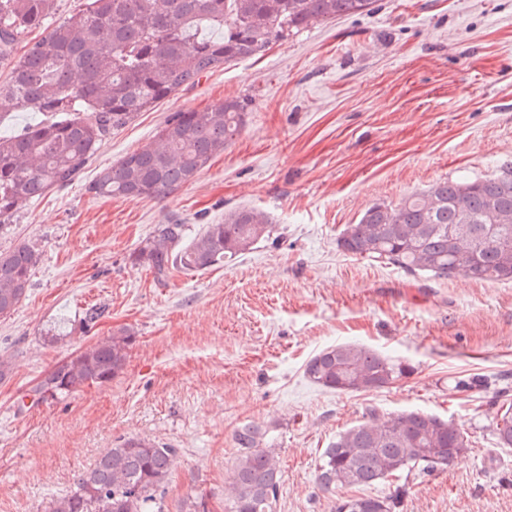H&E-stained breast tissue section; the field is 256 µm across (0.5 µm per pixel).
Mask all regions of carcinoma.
Returning a JSON list of instances; mask_svg holds the SVG:
<instances>
[{
    "instance_id": "carcinoma-1",
    "label": "carcinoma",
    "mask_w": 512,
    "mask_h": 512,
    "mask_svg": "<svg viewBox=\"0 0 512 512\" xmlns=\"http://www.w3.org/2000/svg\"><path fill=\"white\" fill-rule=\"evenodd\" d=\"M375 0H85L83 8L45 26L55 0H0V63L9 67L0 98L45 119L0 136V231L35 198L71 185L98 145L141 112L153 109L215 69L263 54L271 44L315 24L356 17ZM41 29L44 36L29 38ZM254 108L229 97L203 109L170 113L159 145L129 153L101 169L87 186L94 196L130 201L164 199L193 181L243 130ZM275 233L254 208H233L224 221L190 236L186 224H161L131 255L156 280L173 271L202 273L231 263ZM344 253L371 257L414 277L512 282V162L487 176L445 179L403 197L373 203L337 238ZM40 254L22 245L0 252V315L15 309L30 287ZM71 335L64 322L44 330L54 346ZM136 340L130 327L59 361L33 389L44 399L105 384L125 368ZM414 367L363 344L324 348L305 364L314 384L337 393L385 388ZM496 437L512 447V400L495 411ZM266 432L244 425L235 434L239 457L224 512H274L280 471ZM468 448L452 421L419 410L365 420L338 433L319 458L324 491L364 488L419 470L447 468ZM176 449L129 436L77 475L73 488L49 502L48 512H164ZM403 485L386 496L336 500L335 512H396Z\"/></svg>"
}]
</instances>
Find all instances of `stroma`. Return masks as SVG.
I'll list each match as a JSON object with an SVG mask.
<instances>
[{"mask_svg": "<svg viewBox=\"0 0 512 512\" xmlns=\"http://www.w3.org/2000/svg\"><path fill=\"white\" fill-rule=\"evenodd\" d=\"M255 97L247 124L166 199L96 197L97 171L155 145L173 112ZM512 161V0H376L371 13L317 24L263 55L206 74L108 136L68 189L30 202L0 232L41 260L17 309L0 317V512H46L118 440L176 448L165 497L224 512V482L245 424L268 429L282 472L275 512H334L319 456L338 432L379 413L453 420L468 448L412 475L399 512H512V448L495 435L512 399V283L412 279L341 252L336 240L375 202ZM265 212L277 237L234 264L157 281L128 257L158 225L192 232L226 210ZM106 312L84 323V312ZM67 322L63 343L44 328ZM128 326L124 372L70 396L18 399L80 347ZM356 342L414 366L387 388L342 394L312 384L307 360ZM485 385L461 391L460 381Z\"/></svg>", "mask_w": 512, "mask_h": 512, "instance_id": "obj_1", "label": "stroma"}]
</instances>
